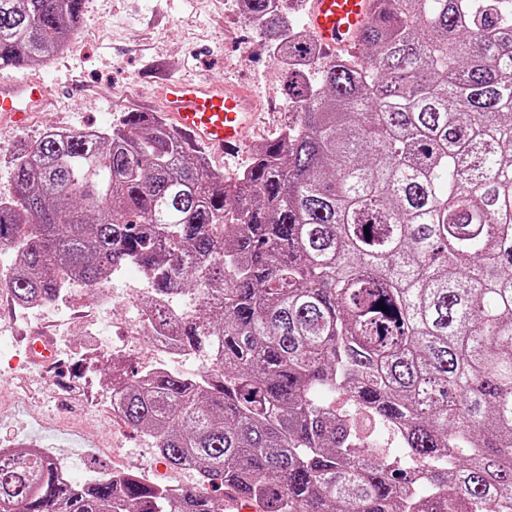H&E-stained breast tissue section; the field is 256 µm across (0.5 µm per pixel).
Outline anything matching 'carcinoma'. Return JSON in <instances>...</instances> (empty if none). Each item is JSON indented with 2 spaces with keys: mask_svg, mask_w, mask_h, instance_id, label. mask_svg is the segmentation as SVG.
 Returning <instances> with one entry per match:
<instances>
[{
  "mask_svg": "<svg viewBox=\"0 0 512 512\" xmlns=\"http://www.w3.org/2000/svg\"><path fill=\"white\" fill-rule=\"evenodd\" d=\"M241 0L296 107L234 183L145 112L15 156L0 242L24 305L134 267L153 331L223 369L112 365L120 415L200 488L28 446L0 512H512V0H372L363 57ZM83 0H0V70L64 54ZM369 231H364V228ZM192 303L173 319L172 308ZM387 310H381V306ZM386 430L400 453L360 432Z\"/></svg>",
  "mask_w": 512,
  "mask_h": 512,
  "instance_id": "1",
  "label": "carcinoma"
}]
</instances>
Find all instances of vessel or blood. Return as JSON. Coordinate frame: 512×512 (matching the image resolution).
I'll use <instances>...</instances> for the list:
<instances>
[{
    "mask_svg": "<svg viewBox=\"0 0 512 512\" xmlns=\"http://www.w3.org/2000/svg\"><path fill=\"white\" fill-rule=\"evenodd\" d=\"M370 19L369 0H310L308 27L318 43L329 48L351 44ZM155 78L162 87L164 108L173 125L199 146L239 152L256 112L251 94L213 83L170 80L163 66ZM47 94L38 81H1L0 116L24 125ZM31 363L47 371L56 363V342L48 330L24 337Z\"/></svg>",
    "mask_w": 512,
    "mask_h": 512,
    "instance_id": "b4317fda",
    "label": "vessel or blood"
}]
</instances>
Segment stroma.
<instances>
[{"label": "stroma", "instance_id": "35a3bbf8", "mask_svg": "<svg viewBox=\"0 0 512 512\" xmlns=\"http://www.w3.org/2000/svg\"><path fill=\"white\" fill-rule=\"evenodd\" d=\"M159 61L183 80L211 79L252 91L262 109L251 140L275 137L294 117L283 71L234 0H85L70 48L21 71L43 81L49 95L25 126L0 124V192L11 187L18 149L51 126L105 127L126 112L163 116L153 79ZM144 284L132 268L114 278L104 296L71 293L35 316L0 300V448L36 442L67 463L78 483L127 463L150 481L197 484L195 471H158L151 441L110 411L113 358L139 371L156 363L149 338L126 333L128 322L140 316ZM37 326L56 338L61 387L46 386L26 366L21 336Z\"/></svg>", "mask_w": 512, "mask_h": 512}]
</instances>
